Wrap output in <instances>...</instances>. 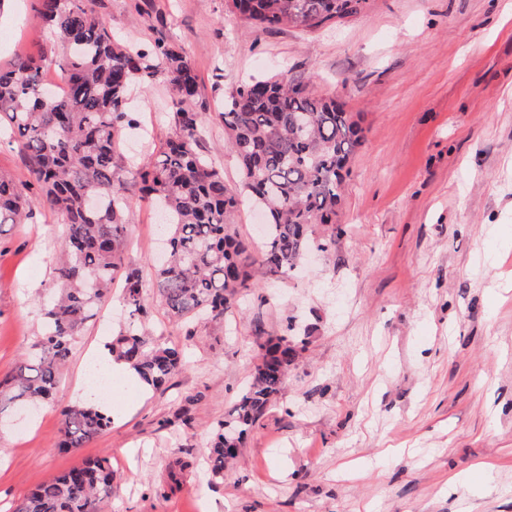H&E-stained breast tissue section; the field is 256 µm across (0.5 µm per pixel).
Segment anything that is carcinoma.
<instances>
[{
	"label": "carcinoma",
	"mask_w": 512,
	"mask_h": 512,
	"mask_svg": "<svg viewBox=\"0 0 512 512\" xmlns=\"http://www.w3.org/2000/svg\"><path fill=\"white\" fill-rule=\"evenodd\" d=\"M371 0H228L252 29L292 26L313 31L359 15ZM44 22L56 35L62 59L21 58L0 69V126L10 130L33 184L64 225L61 255L53 268L57 293L44 304L40 348L0 380V405L49 398L71 352L74 336L121 286L130 319L106 343L140 380L158 389L183 369L178 346L147 336L145 281L122 256L130 203L160 211L169 253L155 269L168 314L184 322L224 318L236 296L250 287L254 263L279 278L289 276L306 252L331 250L334 235L314 226L333 224L344 171L363 142V131L334 98L317 97L286 70L240 86L227 110L210 115L199 76L185 52L163 33L133 49L85 0H41ZM55 65L61 93L43 84ZM170 89L172 134L153 162L138 165L122 150L136 124L127 104L132 87ZM219 121L240 170L238 188L204 156L200 142L208 119ZM243 194L267 214L259 257L232 230ZM31 218L23 189L0 173V225ZM306 341L267 336L245 392L217 423L205 448L213 479H224L248 432L286 388L288 373ZM111 423L103 406L78 403L62 411V447L82 448ZM109 460L82 462L36 485L14 512H100L112 496Z\"/></svg>",
	"instance_id": "carcinoma-1"
}]
</instances>
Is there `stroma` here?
I'll list each match as a JSON object with an SVG mask.
<instances>
[{"label":"stroma","instance_id":"35a3bbf8","mask_svg":"<svg viewBox=\"0 0 512 512\" xmlns=\"http://www.w3.org/2000/svg\"><path fill=\"white\" fill-rule=\"evenodd\" d=\"M133 47L167 29L214 112L252 78L290 70L365 133L331 253L286 278L250 269L223 319L187 330L154 287L162 222L133 201L124 262L147 283V331L186 365L163 390H118L111 426L58 441L82 369L128 319L120 289L76 336L50 400L0 412V512L83 460L115 472L104 512H512V0H373L314 32H245L226 0H95ZM39 0H0V68L49 53ZM133 90L151 143L172 132ZM0 227V378L32 352L63 227L36 189ZM305 336L276 403L221 481L204 448L248 385L258 334ZM184 463L179 484L168 466Z\"/></svg>","mask_w":512,"mask_h":512}]
</instances>
